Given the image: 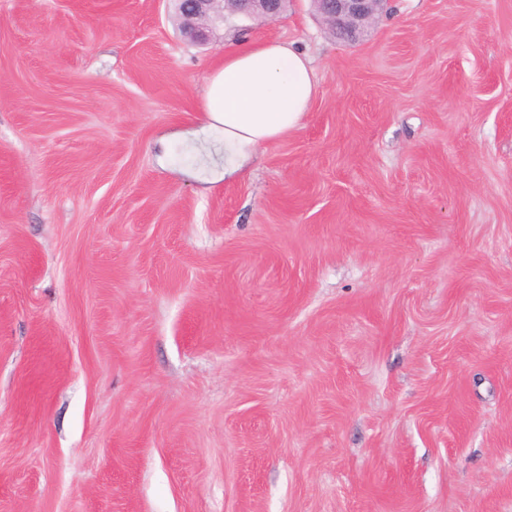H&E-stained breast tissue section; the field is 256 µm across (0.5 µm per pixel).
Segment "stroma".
I'll return each instance as SVG.
<instances>
[{
	"instance_id": "obj_1",
	"label": "stroma",
	"mask_w": 512,
	"mask_h": 512,
	"mask_svg": "<svg viewBox=\"0 0 512 512\" xmlns=\"http://www.w3.org/2000/svg\"><path fill=\"white\" fill-rule=\"evenodd\" d=\"M242 39L319 88L228 178ZM0 512H512V0H0ZM180 29L195 42L208 40L213 30L224 25L223 0H176ZM234 15H244L265 21L275 20L281 13L283 0H229ZM322 22L337 35L356 41L372 25L387 0H315Z\"/></svg>"
}]
</instances>
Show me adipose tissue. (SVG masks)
<instances>
[{
    "label": "adipose tissue",
    "mask_w": 512,
    "mask_h": 512,
    "mask_svg": "<svg viewBox=\"0 0 512 512\" xmlns=\"http://www.w3.org/2000/svg\"><path fill=\"white\" fill-rule=\"evenodd\" d=\"M310 58L273 39L241 42L205 84L201 110L224 141V174L241 172L258 150L295 129L316 94Z\"/></svg>",
    "instance_id": "adipose-tissue-1"
}]
</instances>
